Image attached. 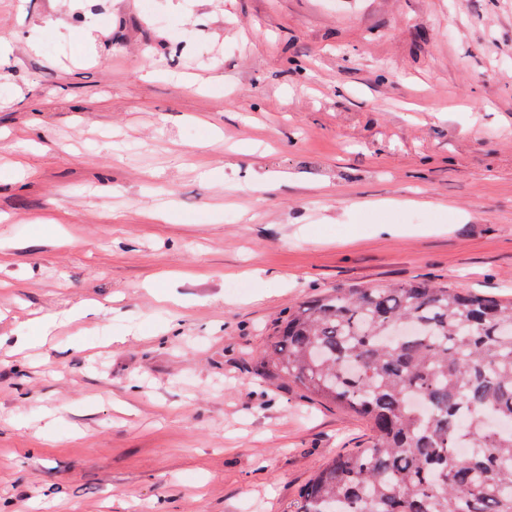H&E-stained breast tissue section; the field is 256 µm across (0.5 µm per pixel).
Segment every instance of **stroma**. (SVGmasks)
<instances>
[{
	"mask_svg": "<svg viewBox=\"0 0 512 512\" xmlns=\"http://www.w3.org/2000/svg\"><path fill=\"white\" fill-rule=\"evenodd\" d=\"M1 39L0 337L60 322L0 349V512H297L371 431L263 372L288 312L512 299V0H0ZM56 318H46L38 321L35 325L34 336L22 335L17 336L11 344L10 351L13 354L21 353L24 350L32 346L37 339L45 340L47 336H50L54 326Z\"/></svg>",
	"mask_w": 512,
	"mask_h": 512,
	"instance_id": "stroma-1",
	"label": "stroma"
}]
</instances>
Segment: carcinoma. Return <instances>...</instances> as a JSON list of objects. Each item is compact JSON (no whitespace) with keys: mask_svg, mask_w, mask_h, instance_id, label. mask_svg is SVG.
Masks as SVG:
<instances>
[{"mask_svg":"<svg viewBox=\"0 0 512 512\" xmlns=\"http://www.w3.org/2000/svg\"><path fill=\"white\" fill-rule=\"evenodd\" d=\"M268 365L372 429L297 512H512V301L424 280L326 293L284 318Z\"/></svg>","mask_w":512,"mask_h":512,"instance_id":"1","label":"carcinoma"}]
</instances>
